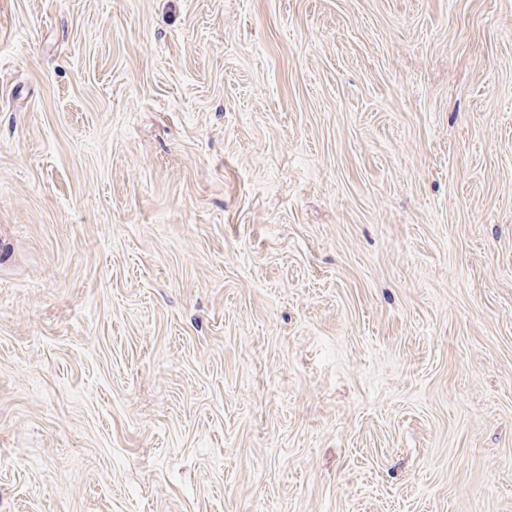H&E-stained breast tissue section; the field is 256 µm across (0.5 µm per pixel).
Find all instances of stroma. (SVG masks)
<instances>
[{
    "label": "stroma",
    "instance_id": "obj_1",
    "mask_svg": "<svg viewBox=\"0 0 512 512\" xmlns=\"http://www.w3.org/2000/svg\"><path fill=\"white\" fill-rule=\"evenodd\" d=\"M0 512H512V0H0Z\"/></svg>",
    "mask_w": 512,
    "mask_h": 512
}]
</instances>
